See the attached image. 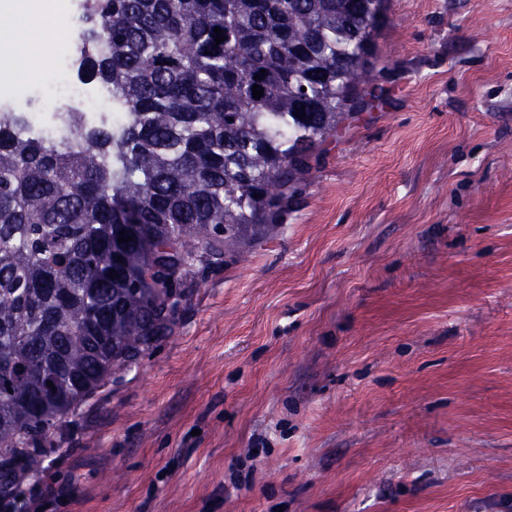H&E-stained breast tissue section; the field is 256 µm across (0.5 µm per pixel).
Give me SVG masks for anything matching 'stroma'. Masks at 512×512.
I'll return each mask as SVG.
<instances>
[{
    "instance_id": "1",
    "label": "stroma",
    "mask_w": 512,
    "mask_h": 512,
    "mask_svg": "<svg viewBox=\"0 0 512 512\" xmlns=\"http://www.w3.org/2000/svg\"><path fill=\"white\" fill-rule=\"evenodd\" d=\"M384 102L50 428L48 512H512V0H389Z\"/></svg>"
}]
</instances>
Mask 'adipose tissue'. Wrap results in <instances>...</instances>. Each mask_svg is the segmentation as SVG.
Returning <instances> with one entry per match:
<instances>
[{"mask_svg": "<svg viewBox=\"0 0 512 512\" xmlns=\"http://www.w3.org/2000/svg\"><path fill=\"white\" fill-rule=\"evenodd\" d=\"M41 10L40 0H6L0 8L11 28L8 41L0 43V67L20 80L43 72V34L37 23Z\"/></svg>", "mask_w": 512, "mask_h": 512, "instance_id": "adipose-tissue-1", "label": "adipose tissue"}]
</instances>
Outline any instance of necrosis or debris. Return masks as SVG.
Listing matches in <instances>:
<instances>
[{"label": "necrosis or debris", "mask_w": 512, "mask_h": 512, "mask_svg": "<svg viewBox=\"0 0 512 512\" xmlns=\"http://www.w3.org/2000/svg\"><path fill=\"white\" fill-rule=\"evenodd\" d=\"M49 54V81L0 82V110H24L27 136L53 144L70 140L73 131L67 116L71 113L79 114L88 128L103 122L123 123L125 115L113 111L105 85H91L76 77L78 51L72 40L52 41Z\"/></svg>", "instance_id": "obj_1"}]
</instances>
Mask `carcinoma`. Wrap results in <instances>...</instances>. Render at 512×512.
Masks as SVG:
<instances>
[{"label": "carcinoma", "mask_w": 512, "mask_h": 512, "mask_svg": "<svg viewBox=\"0 0 512 512\" xmlns=\"http://www.w3.org/2000/svg\"><path fill=\"white\" fill-rule=\"evenodd\" d=\"M387 5L84 0L82 69L126 121L73 118L74 139L48 144L0 110V488L33 467L27 445L168 332L181 289L149 270L178 284L219 259V239L273 223L314 151L377 98Z\"/></svg>", "instance_id": "carcinoma-1"}]
</instances>
